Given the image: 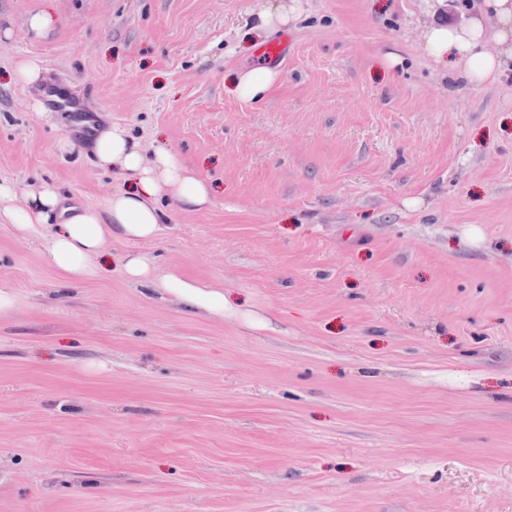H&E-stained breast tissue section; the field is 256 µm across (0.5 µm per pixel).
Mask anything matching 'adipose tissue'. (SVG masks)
Here are the masks:
<instances>
[{"instance_id":"adipose-tissue-1","label":"adipose tissue","mask_w":512,"mask_h":512,"mask_svg":"<svg viewBox=\"0 0 512 512\" xmlns=\"http://www.w3.org/2000/svg\"><path fill=\"white\" fill-rule=\"evenodd\" d=\"M511 24L512 0H479L465 24L429 27L426 49L433 61L450 64L453 73L466 83L493 80L506 71L507 62L492 54L488 44L506 42L512 35L507 31ZM277 80L276 71L257 66L235 74L229 87L236 97L257 102L268 95ZM93 154L100 168L120 174L127 184L102 209L64 206L58 188L47 181L30 190L20 203L12 185L0 181V215L28 234L38 233L42 225H54L45 243V255L71 281L97 275L92 258L102 252L109 238H156L161 231L160 201L201 210L213 195L208 182L178 153L164 147L145 149L123 125L112 123L102 128ZM124 268L129 280L157 281L160 288L190 308L220 316L231 307L224 292L186 280L178 273L155 278L150 265L140 257H128Z\"/></svg>"}]
</instances>
